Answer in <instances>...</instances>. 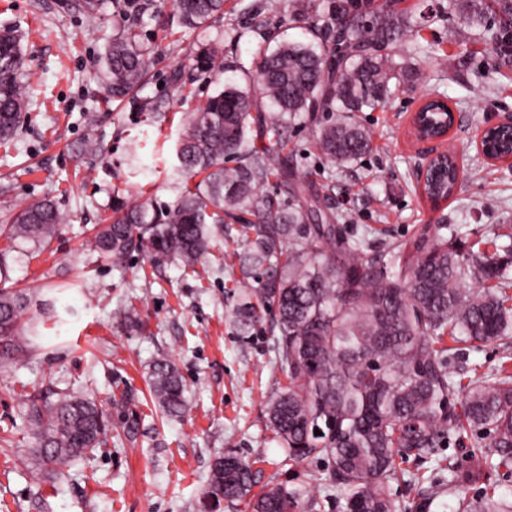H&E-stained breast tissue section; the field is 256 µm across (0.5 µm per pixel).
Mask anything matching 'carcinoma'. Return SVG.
<instances>
[{
    "label": "carcinoma",
    "instance_id": "1",
    "mask_svg": "<svg viewBox=\"0 0 512 512\" xmlns=\"http://www.w3.org/2000/svg\"><path fill=\"white\" fill-rule=\"evenodd\" d=\"M226 2L173 0L167 24L198 26L224 14ZM278 7L311 20L306 40L259 51L255 70L244 71L246 86L228 81L187 113L177 147L185 185L177 200L167 206L149 198L115 201L111 222L96 225L87 246L115 263L139 246L195 274L208 258L213 227L237 225L242 280L233 318L246 336L273 316L272 352L288 386L270 397L267 415L288 460L297 466L309 458L330 461L326 485L340 493L342 512H396L391 484L405 482L397 460L432 458L467 439L470 466L463 470L448 456L452 478L446 485L430 482V499L450 491L454 512H512V501L492 484L475 496L465 492L488 468L512 474V294L482 249L492 240L465 243L446 224H417L366 257L361 240L344 235L346 213L292 189L297 171L284 155L285 132L304 114L330 162L348 165L367 154L372 137L358 114L385 108L396 84L417 74L419 45L401 63L394 49L418 21L396 0H286ZM441 11L464 22L459 39L476 29L501 56L512 49V0H446ZM194 62L196 70L211 71L215 54L202 47ZM106 65L108 98L137 104L149 50L135 28L113 36ZM24 68L20 39L1 29V142L18 134ZM320 113L335 119L323 124ZM232 160L237 164L225 165ZM434 170L425 193L449 197L457 176L453 154ZM269 186L271 194L264 191ZM60 223L50 196L0 213V238L10 244L0 249V281L10 280L16 244L44 250ZM30 302L25 292L0 288L3 363L32 352L19 323ZM475 342L505 350L498 366L464 384L455 379L454 360ZM149 378L159 409L181 416L186 387L176 365L157 359ZM21 417L32 427V465L52 479L64 478L72 460L112 438L111 417L73 389L30 400ZM255 485L251 464L227 453L215 460L205 495L251 512H322V501L302 483L258 494Z\"/></svg>",
    "mask_w": 512,
    "mask_h": 512
}]
</instances>
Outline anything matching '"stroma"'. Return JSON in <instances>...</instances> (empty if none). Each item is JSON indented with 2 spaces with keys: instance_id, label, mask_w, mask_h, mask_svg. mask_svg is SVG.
Here are the masks:
<instances>
[{
  "instance_id": "35a3bbf8",
  "label": "stroma",
  "mask_w": 512,
  "mask_h": 512,
  "mask_svg": "<svg viewBox=\"0 0 512 512\" xmlns=\"http://www.w3.org/2000/svg\"><path fill=\"white\" fill-rule=\"evenodd\" d=\"M265 0H232L233 12L187 29L165 25L172 0H151L146 12L117 17L112 0H101L95 24L70 0H0V29L22 37L27 67L21 86L27 109L13 143L0 145V210H21L53 196L63 218L58 239L41 253L20 245L13 253L9 285L33 288L40 301L53 299L60 316L26 309L21 323L35 328V349L18 363L0 366V512H206L203 493L215 458L234 453L249 461L258 486L307 481L323 512H341L335 491L325 489L328 463L313 459L290 465L271 431L268 398L285 386L274 363L270 323L250 337L238 334L232 291L240 277L236 234L217 233L212 258L221 270L199 267L189 275L173 262H155L133 249L121 263L99 259L83 243L93 225L112 214L114 198L132 202L176 201L184 185L176 156L181 121L225 82L241 81L258 45L275 49L303 39L301 24L282 18L273 35L259 40L246 6ZM440 0H402L424 13L422 68L401 84L385 109L363 112L359 122L372 134L373 149L340 168L312 144V128L289 133L293 164L303 176V194L326 195L350 214L364 250L381 238H398L414 225L442 222L460 233H499L489 253L512 275V168L491 165L475 138L488 122L512 113V61L505 62L479 38L456 43L458 18L438 10ZM138 24L154 51L141 99L156 109L141 112L105 99V52L122 22ZM219 51L217 67L193 68L199 47ZM443 93L456 113L448 145L462 175L448 201L431 205L418 195V167L426 151L414 143L409 119L424 96ZM96 143L91 161L75 149ZM138 325L123 318L126 305ZM167 357L186 384L187 409L163 415L151 400L149 367ZM72 388L109 405L127 393L137 419L126 437L115 424L107 446L76 459L67 476L36 475L27 450L32 440L19 412L47 389Z\"/></svg>"
}]
</instances>
